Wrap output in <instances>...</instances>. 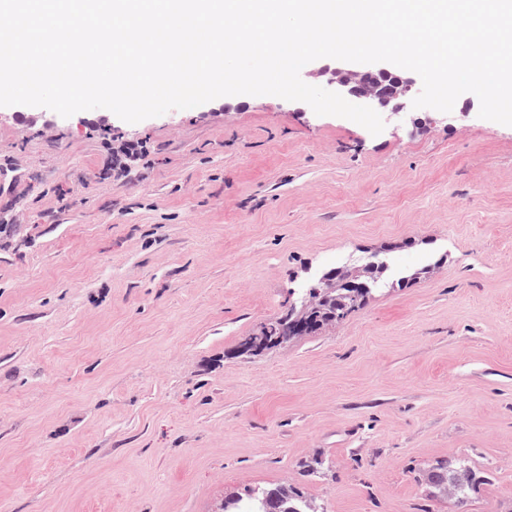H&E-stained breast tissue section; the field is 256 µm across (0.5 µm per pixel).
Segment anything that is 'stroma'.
Listing matches in <instances>:
<instances>
[{"label": "stroma", "mask_w": 512, "mask_h": 512, "mask_svg": "<svg viewBox=\"0 0 512 512\" xmlns=\"http://www.w3.org/2000/svg\"><path fill=\"white\" fill-rule=\"evenodd\" d=\"M478 112L375 136L272 95L134 124L1 108L0 512H219L270 484L324 512H512V126ZM374 252L420 279L240 353L289 289ZM447 458L492 482L430 496Z\"/></svg>", "instance_id": "stroma-1"}]
</instances>
